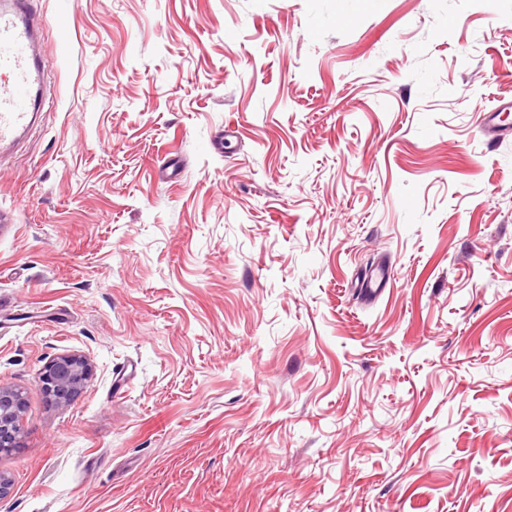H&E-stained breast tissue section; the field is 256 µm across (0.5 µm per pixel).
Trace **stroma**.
Returning a JSON list of instances; mask_svg holds the SVG:
<instances>
[{"mask_svg": "<svg viewBox=\"0 0 512 512\" xmlns=\"http://www.w3.org/2000/svg\"><path fill=\"white\" fill-rule=\"evenodd\" d=\"M32 7L0 512H512V0ZM91 371V364L86 357L74 353L60 354L42 367L37 378V388L51 405L66 406L82 390ZM25 397L21 391L0 385V453L20 446L21 413Z\"/></svg>", "mask_w": 512, "mask_h": 512, "instance_id": "1", "label": "stroma"}]
</instances>
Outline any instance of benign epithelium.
<instances>
[{"mask_svg": "<svg viewBox=\"0 0 512 512\" xmlns=\"http://www.w3.org/2000/svg\"><path fill=\"white\" fill-rule=\"evenodd\" d=\"M92 371L89 360L79 354L65 353L51 358L42 367L37 388L54 406L74 401ZM25 397L21 391L0 385V453L20 446L21 413Z\"/></svg>", "mask_w": 512, "mask_h": 512, "instance_id": "obj_1", "label": "benign epithelium"}]
</instances>
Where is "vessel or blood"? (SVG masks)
<instances>
[{"mask_svg":"<svg viewBox=\"0 0 512 512\" xmlns=\"http://www.w3.org/2000/svg\"><path fill=\"white\" fill-rule=\"evenodd\" d=\"M42 20L31 0H0V148L30 128L43 93Z\"/></svg>","mask_w":512,"mask_h":512,"instance_id":"b4317fda","label":"vessel or blood"}]
</instances>
